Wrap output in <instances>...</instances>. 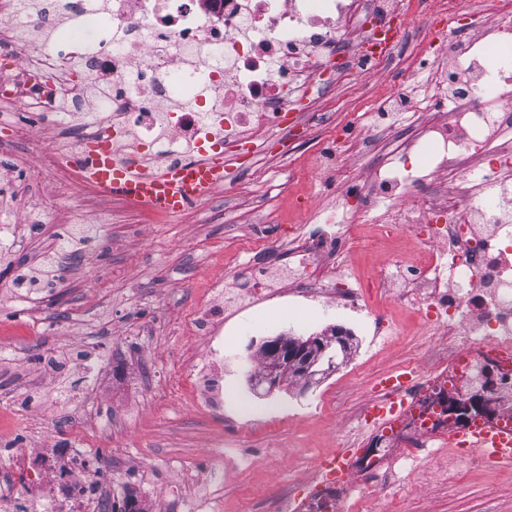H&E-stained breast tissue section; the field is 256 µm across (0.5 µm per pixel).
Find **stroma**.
<instances>
[{"label": "stroma", "instance_id": "1", "mask_svg": "<svg viewBox=\"0 0 512 512\" xmlns=\"http://www.w3.org/2000/svg\"><path fill=\"white\" fill-rule=\"evenodd\" d=\"M419 21L400 39L396 63L338 84L325 95L302 101V123L273 133L266 143L238 150L223 187L177 216L151 220L72 189L67 175L46 167L42 156L61 144L67 129L44 116L38 129L20 138L15 127L30 117L18 103L0 102V220L40 217L38 233L21 230L0 261V286L58 259L42 299L43 322L33 326L21 311L28 291L0 296V444L40 409L38 394L18 391L15 354H32V374L55 399L82 401L86 373L112 361V382L83 421L86 442L111 449L112 467L122 472L128 456L148 460L147 483L165 495L176 467L190 468L213 449V483L220 490L214 512H271L273 497L301 500L313 492L311 476L337 443L367 444L357 421L383 373L412 358L427 361L436 339L417 316L390 308V335L373 338L368 316L337 310L325 301L284 299L255 305L229 316L224 332L223 425L198 405L170 390L169 375L183 351L199 342L188 316L204 289L227 270L264 259L280 266L286 253H260L264 238L285 237L294 228L325 226L336 212L331 184L365 191L366 155L355 135L381 102L398 88L419 92L421 78L403 63L419 49ZM387 205L357 214V247L336 268L352 285L369 287L370 276L417 251L409 238L377 239L372 222L386 218ZM351 332L350 354L319 382H285L271 395L247 381L262 341L279 336H316L331 328ZM266 451L264 461L252 451ZM414 493L368 500V512H512V464L463 466L456 451L437 449L424 472L411 478Z\"/></svg>", "mask_w": 512, "mask_h": 512}]
</instances>
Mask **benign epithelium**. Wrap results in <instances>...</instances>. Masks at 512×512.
I'll return each instance as SVG.
<instances>
[{
    "instance_id": "obj_1",
    "label": "benign epithelium",
    "mask_w": 512,
    "mask_h": 512,
    "mask_svg": "<svg viewBox=\"0 0 512 512\" xmlns=\"http://www.w3.org/2000/svg\"><path fill=\"white\" fill-rule=\"evenodd\" d=\"M350 341L349 333L339 328L328 335L306 339L293 336L269 339L261 345L264 369L251 377V385L270 394L280 388L290 374L312 382L318 376L319 365L323 362L335 365V359L348 352Z\"/></svg>"
}]
</instances>
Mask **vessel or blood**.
Masks as SVG:
<instances>
[{"mask_svg":"<svg viewBox=\"0 0 512 512\" xmlns=\"http://www.w3.org/2000/svg\"><path fill=\"white\" fill-rule=\"evenodd\" d=\"M72 162L82 168L90 181L102 188L140 197L170 215L198 203L224 181V166L220 162L149 172L133 160L124 163L113 161L112 145L108 142L91 146L73 156ZM411 381L412 376L408 373L379 378V387L387 391L390 398L369 406L367 425H382L388 417L405 411L406 392ZM450 445L458 451L482 453L496 463H512V432L508 430L476 426L469 433L453 438ZM347 454V449L341 448L326 458L319 468L320 477L350 481L351 473L344 464Z\"/></svg>","mask_w":512,"mask_h":512,"instance_id":"obj_1","label":"vessel or blood"}]
</instances>
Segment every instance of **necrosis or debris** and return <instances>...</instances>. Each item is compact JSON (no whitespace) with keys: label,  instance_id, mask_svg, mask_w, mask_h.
I'll return each mask as SVG.
<instances>
[{"label":"necrosis or debris","instance_id":"4bbe7bcc","mask_svg":"<svg viewBox=\"0 0 512 512\" xmlns=\"http://www.w3.org/2000/svg\"><path fill=\"white\" fill-rule=\"evenodd\" d=\"M29 36L0 30V51L15 59L0 98L22 102L33 118L58 108L63 124L89 114L69 145L111 141L118 159L182 165L207 158L214 147L251 144L286 121L293 99L332 73L350 78L352 51L367 55L376 35L405 13L404 0H33ZM496 24L475 23L472 39H445L420 49L448 61L465 79L434 86L448 110L422 139L398 140L388 162L375 165L356 207L377 200L396 208L376 223L380 238L406 235L420 246L414 264L394 260L371 284L385 301L416 312L445 351L434 369L416 371L409 407L379 428L370 447L350 461L366 493L402 495L401 470L426 467L422 452L449 433L480 423L512 429V186L478 179L481 168L512 166V0H494ZM85 70L75 80L76 67ZM426 157L431 174L446 178L439 198L421 189L414 165ZM480 181L479 193L469 185ZM297 255L291 295L323 289L337 305L367 311L374 333L391 326L368 310L362 289L334 269V238L300 235L283 242ZM227 293L203 300L190 320L203 341L179 367L195 399L224 414V299L248 298L242 272L227 274ZM482 391L492 414L465 410ZM19 480L0 487V512H112V459L88 448L82 435L57 433L50 446L0 453V472ZM206 470L178 473L157 512H209Z\"/></svg>","mask_w":512,"mask_h":512}]
</instances>
